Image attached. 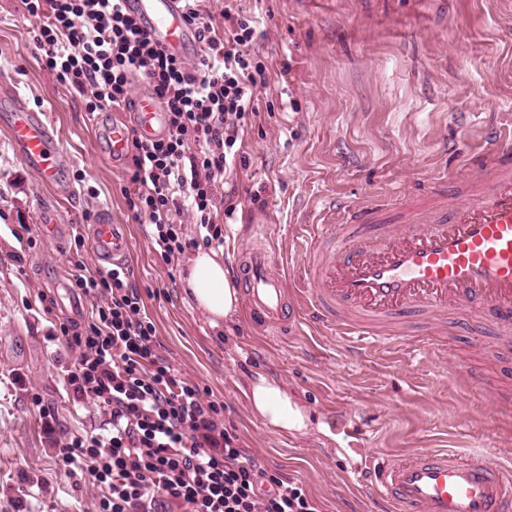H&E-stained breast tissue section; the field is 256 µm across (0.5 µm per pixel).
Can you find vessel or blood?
<instances>
[{"mask_svg": "<svg viewBox=\"0 0 512 512\" xmlns=\"http://www.w3.org/2000/svg\"><path fill=\"white\" fill-rule=\"evenodd\" d=\"M146 35L165 52L199 54L195 26L181 0H124ZM9 139L24 166L56 194L73 192L64 177L58 136L42 112L14 88ZM164 110L139 94L131 122L96 130L113 162L124 159L132 133L161 135ZM466 192L440 179L423 192L393 191L382 202L340 204L341 223L311 225L297 244L301 285L272 248L249 249L238 269L252 321L263 329L326 328L364 347L389 348L420 339L434 358L449 324L482 333L512 332V140L491 138ZM92 248L100 260L121 262L128 242L109 213H100ZM467 387L488 395L495 410L512 400L471 367L456 364ZM378 512H512V467L487 455L466 458L444 449L395 457L362 470Z\"/></svg>", "mask_w": 512, "mask_h": 512, "instance_id": "1", "label": "vessel or blood"}]
</instances>
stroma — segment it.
Wrapping results in <instances>:
<instances>
[{"label":"stroma","instance_id":"1","mask_svg":"<svg viewBox=\"0 0 512 512\" xmlns=\"http://www.w3.org/2000/svg\"><path fill=\"white\" fill-rule=\"evenodd\" d=\"M258 18L267 65L258 117L246 125L245 164L225 180L236 211L224 227L225 265L252 244L251 227L300 262L290 245L326 223L333 199L360 201L427 187L441 175L469 180L464 161L487 153L491 133L512 135V0H206ZM35 24L21 0H0V76L45 109L61 140L70 197L48 191L12 148L0 108V512H97L94 492L58 464L64 437L101 433L105 417L67 382L75 356L53 335L87 324L100 303L70 292L75 234L89 235L100 209L124 225L125 262L162 345L187 382L223 403L224 425L269 472L297 480L319 512H369L356 469L418 449L487 451L512 459V415L489 416L478 395L424 352L359 353L333 332L260 335L245 310L213 327L185 288V260L165 261L136 223L122 189L128 162L111 164L78 93L44 69ZM67 231L47 239L42 210ZM449 357L495 379L512 360L496 336L445 338ZM305 408L301 432L274 430L251 410L257 375Z\"/></svg>","mask_w":512,"mask_h":512}]
</instances>
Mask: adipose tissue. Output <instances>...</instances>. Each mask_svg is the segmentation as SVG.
I'll use <instances>...</instances> for the list:
<instances>
[{"label":"adipose tissue","mask_w":512,"mask_h":512,"mask_svg":"<svg viewBox=\"0 0 512 512\" xmlns=\"http://www.w3.org/2000/svg\"><path fill=\"white\" fill-rule=\"evenodd\" d=\"M187 264L190 268L187 287L196 306L209 316L212 326H220L239 305L238 290L227 276L220 253L200 249L188 258ZM248 399L253 412L272 428L301 431L307 427V414L272 379L260 375L252 380Z\"/></svg>","instance_id":"1"}]
</instances>
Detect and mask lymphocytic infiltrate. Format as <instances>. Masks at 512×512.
<instances>
[{"instance_id": "1", "label": "lymphocytic infiltrate", "mask_w": 512, "mask_h": 512, "mask_svg": "<svg viewBox=\"0 0 512 512\" xmlns=\"http://www.w3.org/2000/svg\"><path fill=\"white\" fill-rule=\"evenodd\" d=\"M35 23L45 69L85 101L88 112L129 108L141 78L165 109L166 132L133 135L123 195L134 221L150 226L167 261L200 245H223L221 217L235 211L218 185L241 154L247 119L266 67L256 48L258 22L224 11L227 25L200 0H183L203 49L195 62L155 46L122 0H21ZM198 227L183 229V216ZM125 265L89 271L75 261L72 287L104 298L87 330L60 323L75 353L68 382L108 418L107 433L71 435L57 455L80 484L98 493V512H318L305 488L270 473L224 426L223 403L179 377L160 353L156 328Z\"/></svg>"}]
</instances>
